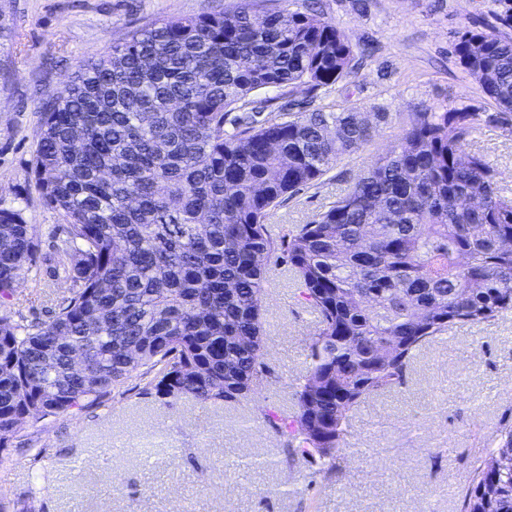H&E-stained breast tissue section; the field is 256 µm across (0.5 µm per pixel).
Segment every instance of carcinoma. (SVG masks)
Here are the masks:
<instances>
[{"instance_id":"obj_1","label":"carcinoma","mask_w":512,"mask_h":512,"mask_svg":"<svg viewBox=\"0 0 512 512\" xmlns=\"http://www.w3.org/2000/svg\"><path fill=\"white\" fill-rule=\"evenodd\" d=\"M459 65L512 117V38L477 28ZM358 49L312 4L171 17L127 38L42 106L30 176L63 224L51 249L0 209V300L36 259L70 283L45 320L0 315V446L30 416L89 407L133 377L165 402L221 406L268 381L265 282L288 263L315 315L296 411H263L285 461L338 471L351 413L405 383L454 325L512 311V200L468 150L478 115L416 112L398 142L306 224L270 212L372 140L358 108L261 113L259 91L316 90ZM231 129H225V126ZM463 512H512V425L492 436ZM0 512H35L34 498Z\"/></svg>"}]
</instances>
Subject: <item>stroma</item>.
Segmentation results:
<instances>
[{"label": "stroma", "mask_w": 512, "mask_h": 512, "mask_svg": "<svg viewBox=\"0 0 512 512\" xmlns=\"http://www.w3.org/2000/svg\"><path fill=\"white\" fill-rule=\"evenodd\" d=\"M369 54L353 73L315 92L265 90L298 111L358 107L376 134L316 185L277 207L271 225L304 224L352 185L403 133L415 112L464 109L480 119L468 144L512 198V124L451 52L459 31L512 37L505 0H317ZM239 0H0V209H23L39 235L60 223L30 177L41 106L129 32L169 17L231 12ZM68 285L35 267L0 311L45 316ZM268 384L226 407L190 398L166 406L128 380L99 405L29 422V442L0 447V495L34 496L37 512H460L474 467L512 421V312L450 328L417 354L403 386L351 415L355 455L340 476H311L283 461L260 409L293 410L312 331L311 310L286 268L267 274Z\"/></svg>", "instance_id": "35a3bbf8"}]
</instances>
